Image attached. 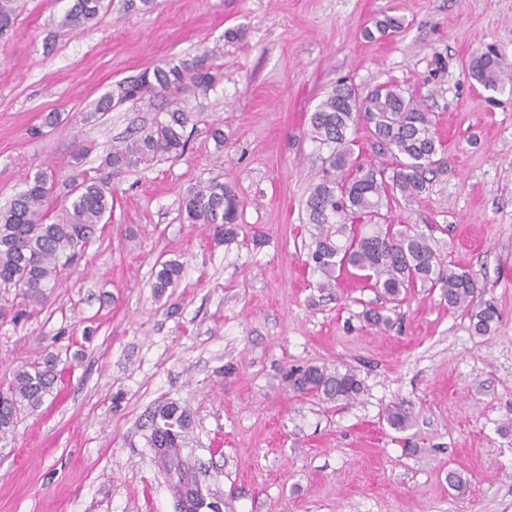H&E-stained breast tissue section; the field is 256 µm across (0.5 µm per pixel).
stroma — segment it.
Segmentation results:
<instances>
[{"instance_id":"35a3bbf8","label":"stroma","mask_w":512,"mask_h":512,"mask_svg":"<svg viewBox=\"0 0 512 512\" xmlns=\"http://www.w3.org/2000/svg\"><path fill=\"white\" fill-rule=\"evenodd\" d=\"M70 5L16 0L0 38V206L36 171L95 172L163 117L161 97L96 112L115 81L203 53L218 73L185 96L201 120L184 154L114 179L108 223L56 287L7 300L21 315L0 317V384L50 352L61 373L0 439V512H175L146 442L172 403L220 512H512V92L491 103L466 77L488 44L512 63V0H103L96 25L65 35ZM386 15L402 30L365 37ZM237 26L244 39H225ZM341 79L397 82L431 112L447 167L388 219L434 225L437 253L497 306L489 335L434 289L412 290L384 329L364 321L384 300L355 274L320 288L305 201L327 151L309 117ZM214 178L242 202L228 245L181 212L185 190ZM168 260L183 274L158 298ZM309 364L354 370L360 394L296 396L285 375ZM394 405L415 418L418 455L384 421ZM452 469L468 493L449 488Z\"/></svg>"}]
</instances>
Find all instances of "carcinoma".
Here are the masks:
<instances>
[{
    "label": "carcinoma",
    "instance_id": "1",
    "mask_svg": "<svg viewBox=\"0 0 512 512\" xmlns=\"http://www.w3.org/2000/svg\"><path fill=\"white\" fill-rule=\"evenodd\" d=\"M14 0H0V33L13 25ZM102 0H73L59 28L77 32L94 20ZM468 76L484 91L498 93L512 88V65L494 46L471 60ZM216 74L208 54L177 63L142 70L138 75L112 84L95 105L109 112L127 102L159 95L167 97V118L142 126L122 145L104 157L98 172L73 171L60 177L39 170L26 180L25 189L0 206V292L15 291L29 301H39L46 289L63 276L99 225L112 214V179L128 169L165 155L186 150L187 127L196 124V114L182 106L186 92H206L215 86ZM312 139L328 149L318 181L305 203L312 243L308 263L325 278L322 288H332L336 272L352 269L386 302L398 304L408 289L437 288L448 307L467 316L473 333L485 336L499 313L489 301H478L476 277L443 261L431 246L432 235L408 224H382V208L396 195L412 199L421 194L427 175L444 165L447 147L438 136L430 113L413 94L395 82L382 83L366 94L339 83L328 91L309 118ZM364 125L372 147L396 160L392 175L357 163L350 130ZM182 209L191 224L214 226L215 239L230 243L240 230V201L231 187L213 179L190 187L182 195ZM182 265L162 263L151 284L153 294L164 296L179 280ZM364 319L371 325L391 328L389 309H369ZM57 358L20 366L6 388H0V438L13 432L23 409L40 407L57 380ZM288 386L300 395L327 401H348L361 391V381L352 370L341 372L325 365H307L287 374ZM388 426L398 432L413 427L409 412L395 406L387 410ZM186 410L170 405L152 415L151 447L176 460L180 469L191 464L178 455L180 441L189 428ZM178 512H216L201 488H174Z\"/></svg>",
    "mask_w": 512,
    "mask_h": 512
}]
</instances>
